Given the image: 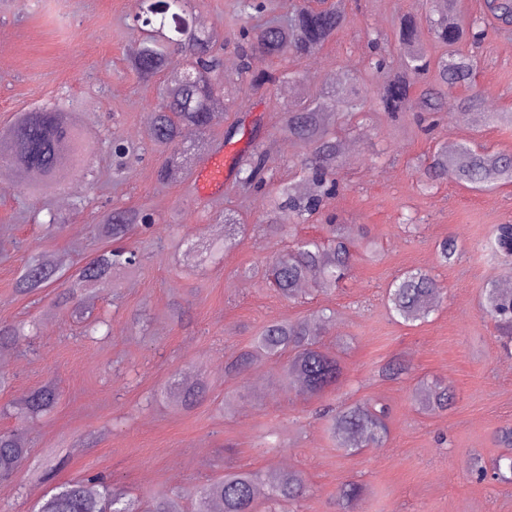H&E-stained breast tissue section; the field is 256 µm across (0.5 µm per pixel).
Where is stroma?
I'll list each match as a JSON object with an SVG mask.
<instances>
[{
  "mask_svg": "<svg viewBox=\"0 0 512 512\" xmlns=\"http://www.w3.org/2000/svg\"><path fill=\"white\" fill-rule=\"evenodd\" d=\"M231 4L195 0L193 23L216 33L224 59L235 61L239 22ZM346 7L347 24L313 58L251 62L256 71L298 72L310 96L333 90L337 76L348 71L368 97L359 128L343 137L356 143L358 154L342 155L340 190L327 211L338 222L366 225L378 256L356 255L339 287L325 293L309 287L291 302L268 281L240 271L263 268L291 235H322L321 223L295 224L271 237L264 220L274 186L244 197L225 189L209 196L189 174L158 181L162 159L146 140L155 95L125 61L136 37L135 0H0V129L16 113L70 101L87 130L145 151L124 178L113 177L103 146L85 158L82 174L49 194L19 197L0 184V323L38 326L37 336L0 364V374L10 379L0 391V429L18 430L30 448L13 481L0 484V512H31L49 488L40 478L49 459L61 465L56 481L101 473L143 498L160 489L181 491L188 508L191 492L226 468L290 467L308 479L293 512H337V491L347 481L366 488L356 512H512V483L470 475L473 457H496L495 432L512 425V356L480 309L487 279L512 278V260L490 258L486 250L495 225L512 224V184L475 191L450 181L427 189L419 173L435 146L451 142L512 153V129L483 119L463 122L449 109L437 114L427 133L415 113L392 119L377 112L367 36L378 33L394 42L400 18L417 10L418 2L347 0ZM474 53L477 83L487 88L491 111H512V30L488 29ZM225 97L229 110L210 130L213 139L243 113L265 116L274 101L287 108L293 93L284 84L254 91L242 83L226 87ZM255 142L279 179H295L306 149L283 138L276 121L266 120L256 132L243 127L223 155L234 160ZM142 205L154 213L158 232L129 235V245L145 254L140 276L91 300L94 316L110 321L111 336H83L82 323L53 308L56 288L16 292L30 256L74 271L102 247L93 231L101 213ZM228 210L243 226L240 245L219 261L186 266L183 248L222 238ZM52 214L61 223L51 230L46 221ZM449 236L461 255L445 266L436 246ZM413 268L446 286L447 298L428 322L406 326L390 316L385 291L395 275ZM176 302L182 306L178 316L172 312ZM324 307L335 315L321 329L322 347L340 361L342 375L322 396L283 389L278 360L225 375V357L247 348L263 325L307 318ZM394 358L405 360L409 372L382 378L380 368ZM203 375L210 389L191 409L166 398L171 380ZM423 378L451 387L455 400L447 412L417 410L412 394ZM50 379L59 387L51 413L28 420L6 414L9 404ZM228 396L236 399L231 413L224 410ZM360 399L387 407L389 436L381 447L346 455L333 445L319 411ZM271 431L280 433L284 447H264Z\"/></svg>",
  "mask_w": 512,
  "mask_h": 512,
  "instance_id": "obj_1",
  "label": "stroma"
}]
</instances>
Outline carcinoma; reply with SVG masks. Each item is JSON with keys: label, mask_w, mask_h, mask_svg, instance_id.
I'll return each mask as SVG.
<instances>
[{"label": "carcinoma", "mask_w": 512, "mask_h": 512, "mask_svg": "<svg viewBox=\"0 0 512 512\" xmlns=\"http://www.w3.org/2000/svg\"><path fill=\"white\" fill-rule=\"evenodd\" d=\"M193 0H141L133 17L138 36L130 45L126 60L129 69L146 85H156L159 102L153 113L147 138L159 152L162 163L157 178L167 181L176 172L188 168L181 131L196 129L203 138L192 146L194 160L201 161L219 144L205 138L216 124L224 121V85L233 78L224 72L222 58L212 35L188 22ZM456 0H434L439 17L431 21L430 34L435 42L450 51L433 58L420 44L418 15L410 13L398 26L396 42L401 51L396 65L378 55L369 59L375 77L373 93L380 109L387 114L402 112H440L451 106L459 119L467 121L483 102L485 90L477 85L475 58L456 46L473 40V34L486 31L488 19L502 25L512 23V0H486L484 13L469 21L457 15ZM235 11L243 24L235 32L242 64L236 79L253 90L281 83H294L297 76L274 70L255 72L249 59L254 55L269 58H310L319 52L347 23L340 4L312 5L308 0H286L280 6L271 0H235ZM433 83L414 90L421 78ZM462 90L460 97L448 92ZM361 98L357 78L346 76L343 88L327 96L295 105L285 113L280 132L284 138L308 148L301 162V182H288L276 190L267 215L269 231L278 233L277 219L305 224L319 213L327 199L336 195L333 178L342 151L339 134L351 125L360 112ZM100 140L89 137L76 113L56 108L20 112L4 130H0V180L14 189L35 194L46 193L79 169L80 157L95 149ZM425 184L450 179L469 184L475 190H487L512 183V156L491 153L483 148L462 145L452 151L443 146L434 151L420 168ZM273 178L267 156L260 145L239 155L235 161L234 187L241 196ZM156 219L147 208H118L103 214L94 225L95 237L105 243L91 259L72 275L70 289L57 302L69 313L82 318L86 314L83 298L96 287L115 278L136 277L144 266L143 254L124 244L128 234L140 227L150 230ZM236 216L224 214V250L237 246ZM374 253L369 231L362 225H325V236L304 237L292 247L275 252L268 260L264 276L280 294L295 300L300 285L310 282L322 290L338 286L350 270L353 249ZM494 255L512 257V224H498L487 242ZM439 262L456 261L460 252L454 238L443 239L437 248ZM61 268L39 257L31 259L20 271L16 290L21 295L40 291L61 279ZM445 288L429 273L412 269L396 276L387 291L389 311L406 325L425 322L441 306ZM481 310L503 336L512 338V290L497 281H486ZM324 312L298 320H274L265 324L252 344L224 362V372L241 374L263 359L288 354L282 382L302 395L316 396L336 385L341 366L335 357L322 350L321 333L316 324L328 322ZM36 333L24 323L0 324V353L17 348ZM409 370L405 362L394 358L381 367L383 377L395 379ZM207 377L193 383L171 382L175 406L189 407L209 389ZM59 391L52 382L32 389L13 405L15 414L35 417L51 411ZM414 400L427 414L448 410L454 392L446 385L420 382ZM327 433L336 448L353 454L361 448H377L388 437L384 407L369 400H358L336 411H329ZM502 453L491 465L478 461L472 474L479 481L492 476L512 482V427L497 432ZM30 448L10 429H0V483L9 482L28 459ZM267 498L292 502L306 491V476L297 469L270 471L264 475L245 469H231L224 476L199 488L194 494V512H256L259 486ZM363 485L348 482L339 490L340 512L356 505L364 496ZM182 494L159 491L150 504L130 496L103 474L55 486L38 503L37 512H183Z\"/></svg>", "instance_id": "1"}]
</instances>
